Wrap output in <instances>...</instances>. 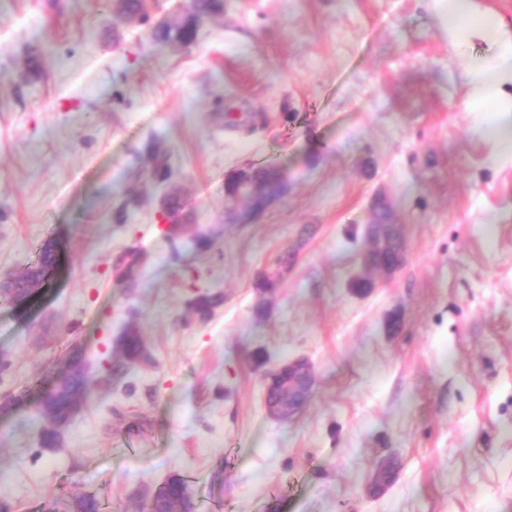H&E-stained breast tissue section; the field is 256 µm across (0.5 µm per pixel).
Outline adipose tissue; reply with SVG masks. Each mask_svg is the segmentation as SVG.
I'll use <instances>...</instances> for the list:
<instances>
[{"label": "adipose tissue", "instance_id": "1", "mask_svg": "<svg viewBox=\"0 0 512 512\" xmlns=\"http://www.w3.org/2000/svg\"><path fill=\"white\" fill-rule=\"evenodd\" d=\"M434 7L451 40L477 39L490 47V54L471 55L465 63L472 91L467 108L493 113V135L512 145V33L501 17L476 13L473 0H434Z\"/></svg>", "mask_w": 512, "mask_h": 512}]
</instances>
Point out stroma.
<instances>
[{
  "mask_svg": "<svg viewBox=\"0 0 512 512\" xmlns=\"http://www.w3.org/2000/svg\"><path fill=\"white\" fill-rule=\"evenodd\" d=\"M188 10L0 0V282L58 253L24 312L0 305V401L19 400L0 501L74 512L81 490L142 512L178 474L195 512H512V151L465 109L484 43H453L432 0H224L191 44L152 39ZM258 167L284 190L251 215L224 182ZM173 189L180 224L161 218ZM380 202L405 242L386 275L362 265ZM131 328L151 361L104 387ZM75 354L86 393L48 449L41 401ZM295 358L311 398L271 417L268 374ZM148 163L155 179L163 182L170 178L168 152L162 143L155 142L150 146L148 152Z\"/></svg>",
  "mask_w": 512,
  "mask_h": 512,
  "instance_id": "obj_1",
  "label": "stroma"
}]
</instances>
